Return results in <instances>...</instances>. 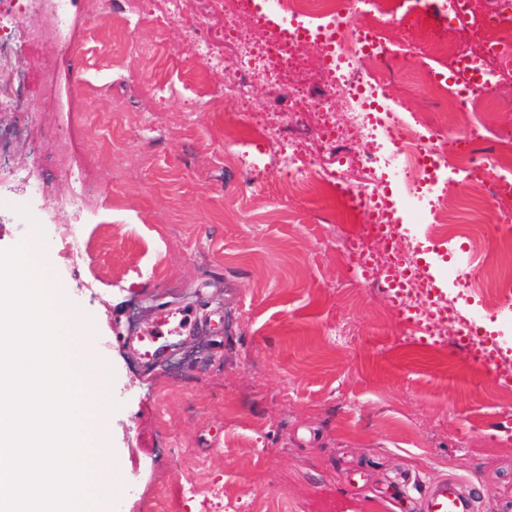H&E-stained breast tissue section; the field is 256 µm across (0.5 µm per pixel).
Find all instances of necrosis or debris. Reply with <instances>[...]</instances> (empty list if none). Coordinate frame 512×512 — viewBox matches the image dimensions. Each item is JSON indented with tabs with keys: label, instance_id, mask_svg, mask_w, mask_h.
<instances>
[{
	"label": "necrosis or debris",
	"instance_id": "4bbe7bcc",
	"mask_svg": "<svg viewBox=\"0 0 512 512\" xmlns=\"http://www.w3.org/2000/svg\"><path fill=\"white\" fill-rule=\"evenodd\" d=\"M46 0H0V112H22L32 98L52 95L51 79L37 76L25 64L27 56L45 46L42 30L33 22ZM189 0H113L112 10L129 30L158 15L171 23H185L188 42L205 71H233L231 93L248 107L255 84L268 88L266 107L295 114L304 108L315 117L313 125L300 122L287 127L259 126L249 120L240 125L248 135L269 140L276 173L299 182L314 181L318 193L335 199L341 217L358 222L362 231L345 255L348 265L368 259L381 286L390 270L405 277L410 301H420L429 289L420 275L415 246H398V229L389 208H373L383 197L390 175H398L408 197L427 201L435 214L428 233L448 234L451 182L440 179L427 157H441L447 121L427 112H407L402 102L378 109L390 84L380 71L365 68L366 60L387 56L398 61L443 58L449 70L466 66L484 78L483 85L448 88L432 79L427 91L449 98L455 111L471 119L458 139L454 165L466 172L471 188L497 211H512V190L506 173L512 169V122L487 126L478 112L490 104L504 78L512 75V8L506 0H448V20L458 29L477 26L479 43L466 47L441 41L426 17L407 10V0H365L364 7L342 15L336 0H276L272 13L256 10L255 24L265 33L263 44L233 37L232 51L213 32L209 18L186 23ZM320 46L317 56L305 55L307 44ZM299 71L301 80H286ZM342 102L353 136H345L333 117L332 106ZM344 157L360 179L323 166L321 155ZM73 188L62 202V221L68 232L64 248L82 252L78 229L89 217L87 200L93 193L111 192V185L92 187L72 177Z\"/></svg>",
	"mask_w": 512,
	"mask_h": 512
}]
</instances>
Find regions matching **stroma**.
<instances>
[{
	"label": "stroma",
	"mask_w": 512,
	"mask_h": 512,
	"mask_svg": "<svg viewBox=\"0 0 512 512\" xmlns=\"http://www.w3.org/2000/svg\"><path fill=\"white\" fill-rule=\"evenodd\" d=\"M116 25L106 0L78 7L70 55L30 61L57 74L54 95L19 115L26 136L0 127V250L32 233L13 210L28 206L68 303L94 326L95 357L115 372L108 427L124 486L104 512H198L215 486L224 496L211 512H421L443 477L472 483L473 512H512V382L452 344H412L382 289L346 280L339 257L356 227L264 170V143L235 144L234 77L198 80L179 26L139 28L151 52L120 77ZM437 65L369 63L391 72L409 110L451 113L422 86ZM150 79L178 88L165 102L170 124L142 110L139 83ZM116 163L128 183L90 199L87 251L65 256L61 167L105 184ZM34 180L46 197L32 195ZM454 195L458 235L443 248L475 271L480 307L500 286L487 259L493 215L472 206L469 184ZM395 217L427 249L438 286L457 293L422 211L399 202ZM171 309L191 328L145 363L130 338Z\"/></svg>",
	"instance_id": "35a3bbf8"
}]
</instances>
